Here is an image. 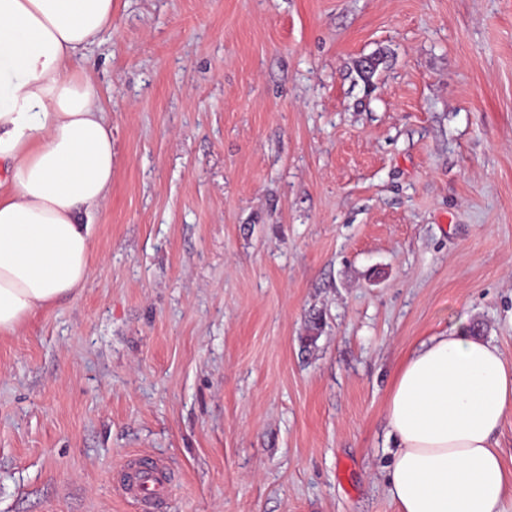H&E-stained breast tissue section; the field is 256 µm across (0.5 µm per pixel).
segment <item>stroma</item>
I'll return each mask as SVG.
<instances>
[{"instance_id":"obj_1","label":"stroma","mask_w":512,"mask_h":512,"mask_svg":"<svg viewBox=\"0 0 512 512\" xmlns=\"http://www.w3.org/2000/svg\"><path fill=\"white\" fill-rule=\"evenodd\" d=\"M86 65L112 190L0 336V512H140L131 456L165 512H397L401 359H512V0H114ZM132 496L141 502H155L166 496L168 488L166 480L150 467H143L128 487Z\"/></svg>"}]
</instances>
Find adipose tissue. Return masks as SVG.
Returning <instances> with one entry per match:
<instances>
[{"mask_svg": "<svg viewBox=\"0 0 512 512\" xmlns=\"http://www.w3.org/2000/svg\"><path fill=\"white\" fill-rule=\"evenodd\" d=\"M113 0H0V335L83 287L92 219L112 188V124L83 67ZM512 359L468 322L399 365L385 402L398 512H506L496 433Z\"/></svg>", "mask_w": 512, "mask_h": 512, "instance_id": "obj_1", "label": "adipose tissue"}]
</instances>
